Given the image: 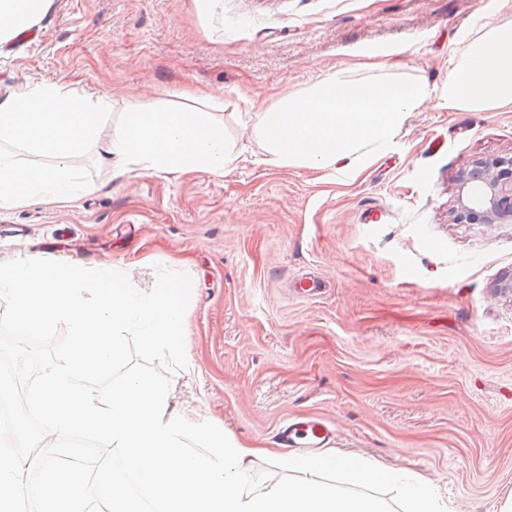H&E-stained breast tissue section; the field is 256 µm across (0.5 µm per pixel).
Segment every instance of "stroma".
I'll return each mask as SVG.
<instances>
[{"mask_svg":"<svg viewBox=\"0 0 512 512\" xmlns=\"http://www.w3.org/2000/svg\"><path fill=\"white\" fill-rule=\"evenodd\" d=\"M511 17L512 0H52L35 40L0 49V97L43 82L111 96L77 159L97 189L0 207V262L187 273L194 372L172 384L192 421L272 449L282 422L318 415L336 449L421 474L454 512H494L512 496V297L494 291L512 224H457L451 209L471 158L512 156V110L452 111L443 90L475 21ZM365 53L435 88L434 108L353 182L264 165L247 113ZM178 86L223 98L243 158L222 176H113L101 155L123 113ZM299 274L326 294L293 298Z\"/></svg>","mask_w":512,"mask_h":512,"instance_id":"obj_1","label":"stroma"}]
</instances>
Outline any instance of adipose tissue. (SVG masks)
<instances>
[{"label":"adipose tissue","mask_w":512,"mask_h":512,"mask_svg":"<svg viewBox=\"0 0 512 512\" xmlns=\"http://www.w3.org/2000/svg\"><path fill=\"white\" fill-rule=\"evenodd\" d=\"M51 0H0V46L38 23ZM357 76L337 69L259 111L253 133L264 144V164L332 170L358 176L401 138L411 113L427 109L434 90L415 76L374 62ZM449 109L492 112L512 107V19L476 24L448 52ZM199 110L160 109L125 113L106 150L122 172L178 176L190 171L224 174L242 149L224 140L216 119L224 103L206 95Z\"/></svg>","instance_id":"adipose-tissue-1"}]
</instances>
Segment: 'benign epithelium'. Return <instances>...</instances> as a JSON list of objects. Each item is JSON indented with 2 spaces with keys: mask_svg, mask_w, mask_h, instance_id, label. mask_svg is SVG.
Returning a JSON list of instances; mask_svg holds the SVG:
<instances>
[{
  "mask_svg": "<svg viewBox=\"0 0 512 512\" xmlns=\"http://www.w3.org/2000/svg\"><path fill=\"white\" fill-rule=\"evenodd\" d=\"M457 224H512V156L472 160L459 175Z\"/></svg>",
  "mask_w": 512,
  "mask_h": 512,
  "instance_id": "obj_1",
  "label": "benign epithelium"
}]
</instances>
